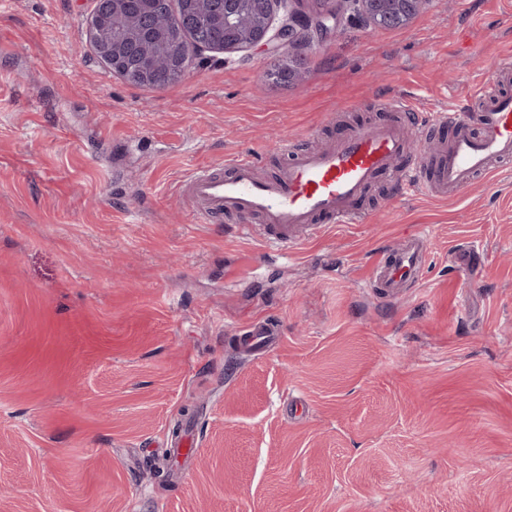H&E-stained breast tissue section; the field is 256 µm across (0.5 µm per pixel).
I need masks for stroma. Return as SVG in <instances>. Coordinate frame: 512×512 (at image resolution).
<instances>
[{
    "instance_id": "1",
    "label": "stroma",
    "mask_w": 512,
    "mask_h": 512,
    "mask_svg": "<svg viewBox=\"0 0 512 512\" xmlns=\"http://www.w3.org/2000/svg\"><path fill=\"white\" fill-rule=\"evenodd\" d=\"M87 0H0V512H512V164L394 198L287 255L196 224L179 182L449 102L512 96V0L342 21L276 83L251 49L180 81L94 55ZM423 236L388 298L375 255ZM275 339L252 347L256 323ZM182 423L194 447L171 453Z\"/></svg>"
}]
</instances>
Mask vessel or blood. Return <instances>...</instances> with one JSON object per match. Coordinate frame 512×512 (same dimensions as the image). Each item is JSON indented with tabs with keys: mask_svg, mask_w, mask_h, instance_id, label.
I'll list each match as a JSON object with an SVG mask.
<instances>
[{
	"mask_svg": "<svg viewBox=\"0 0 512 512\" xmlns=\"http://www.w3.org/2000/svg\"><path fill=\"white\" fill-rule=\"evenodd\" d=\"M481 95L487 105L474 117L453 108L419 113L408 99L393 98L388 106L404 114L405 123L359 129L321 149L300 152L281 142L275 151L285 162L270 178L258 174L261 158L242 151L225 164L190 172L182 194L196 223L215 224L232 214L255 217L266 241L286 249L312 238L324 224L358 222L355 200L373 181L391 173L396 196L412 191L455 197L479 176L492 173L496 164L512 162V97L488 87ZM445 124L455 129L451 140L429 139L431 127ZM412 130L423 137L425 154L437 159L431 177H423L417 165L402 163ZM422 253V240L407 237L375 263L372 286L390 292L418 283Z\"/></svg>",
	"mask_w": 512,
	"mask_h": 512,
	"instance_id": "obj_1",
	"label": "vessel or blood"
}]
</instances>
